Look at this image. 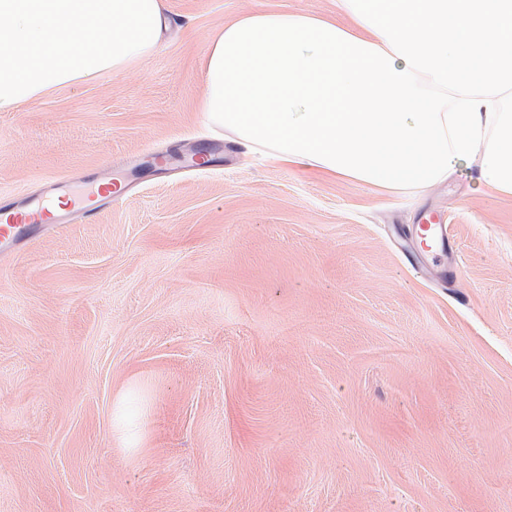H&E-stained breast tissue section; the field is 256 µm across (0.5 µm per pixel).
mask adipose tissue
I'll use <instances>...</instances> for the list:
<instances>
[{"label":"adipose tissue","instance_id":"ef3b65f1","mask_svg":"<svg viewBox=\"0 0 512 512\" xmlns=\"http://www.w3.org/2000/svg\"><path fill=\"white\" fill-rule=\"evenodd\" d=\"M346 28L259 9L213 36L203 109L284 162L403 189L478 163L512 193V0H337ZM162 0H0V112L120 75Z\"/></svg>","mask_w":512,"mask_h":512}]
</instances>
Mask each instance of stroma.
Wrapping results in <instances>:
<instances>
[{"label":"stroma","instance_id":"1","mask_svg":"<svg viewBox=\"0 0 512 512\" xmlns=\"http://www.w3.org/2000/svg\"><path fill=\"white\" fill-rule=\"evenodd\" d=\"M164 2L129 72L0 112L14 198L231 148L0 260V512H512V195L474 166L398 191L246 148L202 110L208 39L336 0ZM431 212L446 284L395 244Z\"/></svg>","mask_w":512,"mask_h":512}]
</instances>
